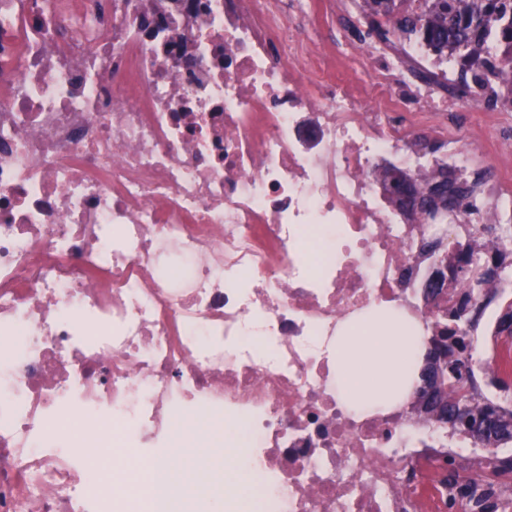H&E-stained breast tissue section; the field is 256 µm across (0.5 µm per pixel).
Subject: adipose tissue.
I'll list each match as a JSON object with an SVG mask.
<instances>
[{"instance_id":"adipose-tissue-1","label":"adipose tissue","mask_w":512,"mask_h":512,"mask_svg":"<svg viewBox=\"0 0 512 512\" xmlns=\"http://www.w3.org/2000/svg\"><path fill=\"white\" fill-rule=\"evenodd\" d=\"M416 360L415 339L405 335L397 317L371 319L339 337L336 383L357 405L401 402Z\"/></svg>"}]
</instances>
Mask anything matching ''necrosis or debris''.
Here are the masks:
<instances>
[{"label":"necrosis or debris","instance_id":"obj_1","mask_svg":"<svg viewBox=\"0 0 512 512\" xmlns=\"http://www.w3.org/2000/svg\"><path fill=\"white\" fill-rule=\"evenodd\" d=\"M337 0H0V512H178L179 472L237 512H448L449 472L512 512V446L410 407L353 410L336 338L396 311L429 341L437 231L376 178L474 169L472 136L399 58L306 25ZM480 221L512 169L477 184ZM227 439L242 468L178 448ZM79 448L109 449L90 492Z\"/></svg>","mask_w":512,"mask_h":512}]
</instances>
